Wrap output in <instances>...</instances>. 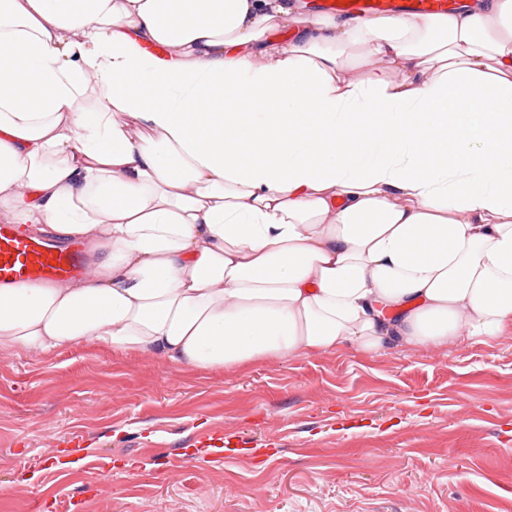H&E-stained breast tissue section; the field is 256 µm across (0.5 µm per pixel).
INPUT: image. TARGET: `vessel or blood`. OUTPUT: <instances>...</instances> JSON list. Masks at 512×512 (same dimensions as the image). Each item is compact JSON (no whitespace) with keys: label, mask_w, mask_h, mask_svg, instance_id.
<instances>
[{"label":"vessel or blood","mask_w":512,"mask_h":512,"mask_svg":"<svg viewBox=\"0 0 512 512\" xmlns=\"http://www.w3.org/2000/svg\"><path fill=\"white\" fill-rule=\"evenodd\" d=\"M446 6V0H354L350 5L323 0L321 4L322 10L356 17L377 13L424 15ZM85 269L86 256L80 247L53 246L25 235L14 225L0 224V282L65 281L82 275Z\"/></svg>","instance_id":"b4317fda"}]
</instances>
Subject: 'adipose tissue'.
<instances>
[{
	"label": "adipose tissue",
	"mask_w": 512,
	"mask_h": 512,
	"mask_svg": "<svg viewBox=\"0 0 512 512\" xmlns=\"http://www.w3.org/2000/svg\"><path fill=\"white\" fill-rule=\"evenodd\" d=\"M0 220L90 274L0 285V352L207 370L512 328V0H0ZM447 0H357L350 5H339L335 0H317L322 10L343 12L355 17L377 13H391L399 16L431 14L447 10Z\"/></svg>",
	"instance_id": "1"
}]
</instances>
